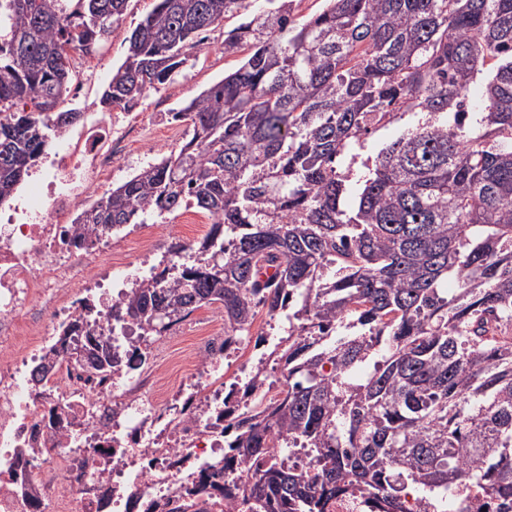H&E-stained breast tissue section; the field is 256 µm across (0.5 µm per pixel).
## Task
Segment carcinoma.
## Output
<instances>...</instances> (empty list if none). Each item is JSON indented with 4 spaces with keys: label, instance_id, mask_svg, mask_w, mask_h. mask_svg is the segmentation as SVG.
Wrapping results in <instances>:
<instances>
[{
    "label": "carcinoma",
    "instance_id": "1",
    "mask_svg": "<svg viewBox=\"0 0 512 512\" xmlns=\"http://www.w3.org/2000/svg\"><path fill=\"white\" fill-rule=\"evenodd\" d=\"M241 0H156L128 37L101 111L130 109ZM224 34L242 64L174 113L177 151L97 197L100 234L174 213L215 219L184 261L132 288L138 343L205 304L224 335L285 317L284 378L224 433L221 474L248 465L252 512H326L359 492L404 512L413 487L512 496V0H295ZM128 0H0V204L80 120L62 108L69 53L99 49ZM396 129L367 172L336 167ZM353 198V205L346 204ZM165 316L163 331L155 330ZM78 323L36 367L43 382ZM112 376V343L81 337ZM307 452L308 467L290 462Z\"/></svg>",
    "mask_w": 512,
    "mask_h": 512
}]
</instances>
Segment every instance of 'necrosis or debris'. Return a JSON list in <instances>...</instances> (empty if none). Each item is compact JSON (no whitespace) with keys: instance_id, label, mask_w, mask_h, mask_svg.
<instances>
[{"instance_id":"4bbe7bcc","label":"necrosis or debris","mask_w":512,"mask_h":512,"mask_svg":"<svg viewBox=\"0 0 512 512\" xmlns=\"http://www.w3.org/2000/svg\"><path fill=\"white\" fill-rule=\"evenodd\" d=\"M127 113L81 131L75 144L33 173L13 210H0V512H160L189 489L215 483L208 512H247L246 477L233 467L212 477L224 454V411L244 406L251 339L205 336L178 387L159 382L131 394L120 379L154 370L136 353L132 323L114 328L112 309L128 288L176 265L159 253L154 231L115 237L80 230L77 218L105 185L115 158L127 156ZM136 255L116 262L113 251ZM110 257L108 273L96 268ZM85 296H69L72 284ZM115 337L123 352L115 377L89 375L64 358L44 395L31 393L33 370L62 327ZM235 371L226 378L224 368ZM448 512H507L491 490L469 483L448 493Z\"/></svg>"}]
</instances>
